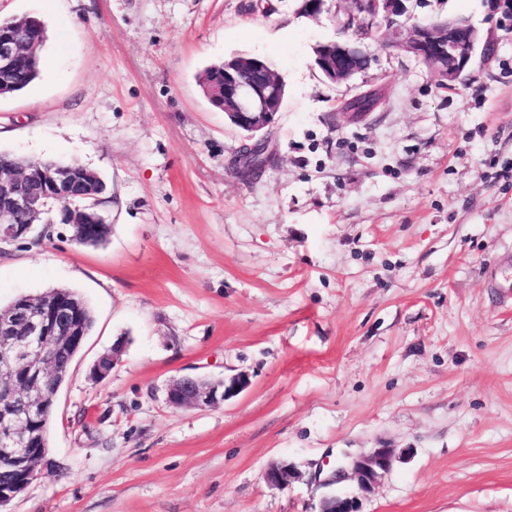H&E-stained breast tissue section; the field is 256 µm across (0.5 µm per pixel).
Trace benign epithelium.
Masks as SVG:
<instances>
[{
	"label": "benign epithelium",
	"instance_id": "benign-epithelium-1",
	"mask_svg": "<svg viewBox=\"0 0 512 512\" xmlns=\"http://www.w3.org/2000/svg\"><path fill=\"white\" fill-rule=\"evenodd\" d=\"M348 14L366 28L378 20L386 22L385 44L399 49L427 65L439 78V85L453 88L470 67L476 52H485L489 40L471 23L452 19L437 26L414 25L405 29L397 17L405 12L404 0H352ZM25 54L24 44L9 34L0 37V72L9 73ZM318 67L332 83H345L366 68L368 58L360 49L332 41L318 46ZM262 68V60L253 56L233 57L223 63V79L215 82L210 97L222 101L224 112L238 128L248 132V143L234 161L238 174L255 177L269 165L267 135L283 103L280 79L267 78L244 82L245 69ZM98 175L85 167L47 165L27 169L0 168V244L11 243L35 231L48 201L80 192L68 208L58 209L62 223L71 227L72 241L90 245L110 227L89 205L98 203ZM36 183L35 191L27 184ZM15 215L28 218L25 224L11 220ZM86 333L76 309L59 292L49 291L38 298H22L0 309V460L6 464L8 478L0 483V507L35 481L44 468L52 466L41 443L40 426L47 402L43 395L49 375L58 365L65 347H80ZM125 341L117 339L112 350L95 364L97 377L104 378L116 364ZM248 386V377L239 373L225 378L208 379L182 375L165 388V401L175 407L206 409L240 394ZM396 458L394 448H375L339 465L325 483L330 487L344 481L354 483L357 493L329 491L322 496L318 512H360V497L371 494ZM294 466L287 462L271 465L267 483L284 489L294 478Z\"/></svg>",
	"mask_w": 512,
	"mask_h": 512
}]
</instances>
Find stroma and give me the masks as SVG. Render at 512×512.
Segmentation results:
<instances>
[{"label":"stroma","mask_w":512,"mask_h":512,"mask_svg":"<svg viewBox=\"0 0 512 512\" xmlns=\"http://www.w3.org/2000/svg\"><path fill=\"white\" fill-rule=\"evenodd\" d=\"M0 0L39 17L51 68L0 97V153L102 178V244L61 222L0 247V305L70 288L94 327L56 396L53 469L9 512H317L338 458L403 455L362 512H512V30L487 0H408L405 26L468 19L492 37L454 89L383 37L344 36L347 0ZM370 59L325 81L313 49ZM266 59L286 95L271 162L242 180L246 134L200 74ZM374 112L349 121L363 92ZM125 338L105 379L98 358ZM248 387L204 410L184 374ZM288 461L298 476L271 487ZM248 386V377L239 373L226 382L225 378L208 379L198 375H182L165 388L168 405L206 409L236 397ZM294 466L287 462H279L271 465L266 472L267 483L276 488L284 489L289 486L294 478Z\"/></svg>","instance_id":"stroma-1"}]
</instances>
